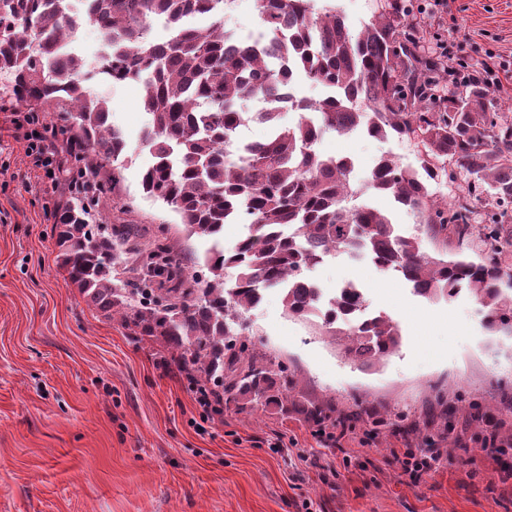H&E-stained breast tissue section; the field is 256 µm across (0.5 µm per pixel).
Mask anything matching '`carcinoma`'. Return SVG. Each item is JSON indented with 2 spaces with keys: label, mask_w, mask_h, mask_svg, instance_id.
Returning <instances> with one entry per match:
<instances>
[{
  "label": "carcinoma",
  "mask_w": 512,
  "mask_h": 512,
  "mask_svg": "<svg viewBox=\"0 0 512 512\" xmlns=\"http://www.w3.org/2000/svg\"><path fill=\"white\" fill-rule=\"evenodd\" d=\"M227 0H93L83 21L102 34L98 74L142 85L151 116L143 144L152 161L143 191L179 215L191 235L219 241L224 224L243 220L248 234L226 252L206 259L208 276L189 272L192 258L166 236L140 224H95L90 204L103 196L88 182L76 187L54 214L59 260L69 284L102 312L119 317L127 335L159 344L157 364L183 376L219 407L254 412L271 405L288 413L287 368L259 355L243 337L244 315L268 288L282 289L288 316L315 326L345 356L372 367L401 344L399 325L366 314L359 288L346 283L323 312L318 289L306 288L305 271L338 250L367 254L398 273L423 298L451 299L467 290L485 311L484 326L512 335V267L499 255L512 243L505 220L490 215L491 241L480 261L457 252L435 256L398 233L383 212L358 203L369 190L414 211L427 234H470L475 211L512 202V119L486 111L491 90L478 78L436 100L442 80H457L461 62L421 57L413 25L397 8L374 16L352 34L336 9L312 0H255L262 29L256 40L224 29ZM169 26L163 46L150 38L155 16ZM202 15L205 27L187 21ZM71 19L53 0H0V72L11 76L16 108L54 106L63 124L61 145L82 163L77 177L112 167L122 179L128 144L109 121L108 100L92 96L91 74L80 56L63 59L58 44L75 38ZM301 72L334 89L320 100L292 99L296 123L263 142L243 143L249 121L272 124L279 103ZM266 104L247 112L243 102ZM375 138L421 135L420 169L381 157L363 188L351 180L352 162L324 156L316 143L328 131L357 128ZM462 177L463 199L452 204L432 189L440 166ZM235 270L228 279L227 270Z\"/></svg>",
  "instance_id": "1"
}]
</instances>
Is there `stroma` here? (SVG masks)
<instances>
[{
    "instance_id": "obj_1",
    "label": "stroma",
    "mask_w": 512,
    "mask_h": 512,
    "mask_svg": "<svg viewBox=\"0 0 512 512\" xmlns=\"http://www.w3.org/2000/svg\"><path fill=\"white\" fill-rule=\"evenodd\" d=\"M456 6L455 21H429V36L461 43L468 59L512 56V0ZM87 88L108 99L130 148L113 190L130 206L124 222L165 230L202 256L208 241L141 189L151 161L141 85L96 78ZM316 148L350 157L358 185L380 157L415 167L422 155L414 138L360 131L327 133ZM60 194L24 143L0 130V512H304L306 500L313 512H512V449L481 450L485 438L512 436V337L485 329L468 292L429 301L398 273L339 251L307 278L327 295L358 283L369 311L400 326L399 349L363 367L268 294L247 313L245 335L287 365L289 414L230 408L204 420L187 381L157 366L150 341L128 336L65 282L51 234ZM363 199L426 254L478 259L488 249L481 230L461 244L433 240L392 198ZM310 406L323 408L326 430H346L340 448L325 447L301 415ZM432 446L444 451L437 470L408 483L397 454Z\"/></svg>"
}]
</instances>
